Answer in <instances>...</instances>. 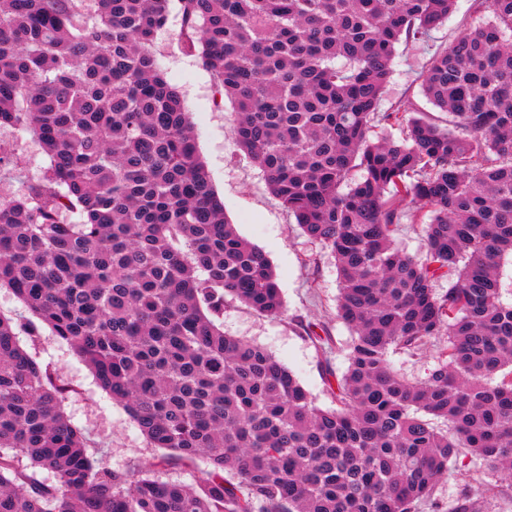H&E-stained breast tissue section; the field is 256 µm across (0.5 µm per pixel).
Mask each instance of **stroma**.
<instances>
[{
    "mask_svg": "<svg viewBox=\"0 0 512 512\" xmlns=\"http://www.w3.org/2000/svg\"><path fill=\"white\" fill-rule=\"evenodd\" d=\"M487 18V13L472 9L470 0H457L455 11L432 31L427 42L399 45L380 111L392 107L431 111V104L420 92V74L426 61L439 47L450 45L466 29ZM184 41L181 19L171 14L155 35L152 50L156 62L182 96L200 155L224 201L228 221L241 237L269 256L285 302V311L278 317L260 315L238 302L228 304L224 308V332L265 348L294 373L318 406L332 407L322 369L328 366L336 373L345 372L352 337L348 325L336 316L340 288L336 264L326 250L303 235L294 217L272 195L260 169L240 150L232 134L231 102L219 95L199 52L187 49ZM0 138L14 142L20 155L18 166L0 175V188L20 192L41 177L49 159L29 133L2 130ZM306 323L325 328L330 344L321 348L312 343L301 330ZM19 341L76 388V395L66 399L62 408L86 437L95 460L123 471L135 458L157 456V449L147 447L124 406L112 401L91 369L67 343L52 336L47 326H40L35 336L20 334ZM498 480L496 471L479 463L468 470L450 472L440 481L438 495L448 507L467 486L482 497L481 512H512V498L485 494Z\"/></svg>",
    "mask_w": 512,
    "mask_h": 512,
    "instance_id": "1",
    "label": "stroma"
}]
</instances>
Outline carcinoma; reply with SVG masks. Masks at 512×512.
<instances>
[{
    "label": "carcinoma",
    "mask_w": 512,
    "mask_h": 512,
    "mask_svg": "<svg viewBox=\"0 0 512 512\" xmlns=\"http://www.w3.org/2000/svg\"><path fill=\"white\" fill-rule=\"evenodd\" d=\"M457 0H0V129L47 155L0 195V288L93 370L148 447L97 466L62 411L73 389L0 316V512H414L448 464L512 491V0L437 50L422 95L442 127L379 113L401 42ZM233 104L234 138L336 258L349 365L318 407L266 349L224 335L226 297L271 317L267 255L224 214L152 43L173 9ZM403 136L370 138L373 122ZM424 225L416 257L393 225ZM448 279L440 295L435 282ZM447 336L419 382L393 368ZM441 420V429L434 421ZM193 484L165 477L199 456Z\"/></svg>",
    "instance_id": "carcinoma-1"
}]
</instances>
